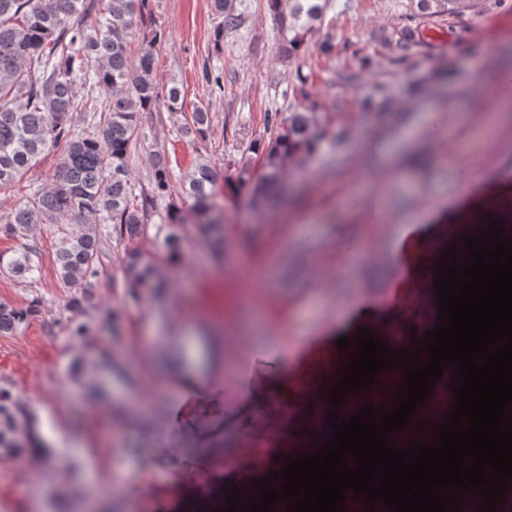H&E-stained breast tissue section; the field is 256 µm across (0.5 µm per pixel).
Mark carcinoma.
<instances>
[{
    "label": "carcinoma",
    "instance_id": "carcinoma-1",
    "mask_svg": "<svg viewBox=\"0 0 512 512\" xmlns=\"http://www.w3.org/2000/svg\"><path fill=\"white\" fill-rule=\"evenodd\" d=\"M221 29L241 25L232 0H214ZM92 8L87 0H0V191L23 180L38 157L62 148L49 189L38 191L14 209L0 225V234L23 237L38 224L57 225L55 263L59 280L81 293L71 298L75 309L96 307L89 292L99 277L100 226H118L121 237L134 242L146 234L148 206L170 195V173L164 158L154 163L152 196L134 203L129 154L140 136L139 114L159 101L152 77L154 45L160 38L147 0H107L101 17L86 24ZM286 26L288 51L297 52L311 22L322 17V6L292 9ZM140 42L132 61L129 46ZM108 93L99 100L95 90ZM101 112L98 125L82 132L76 113ZM186 133L205 139L208 114L197 105ZM268 140H255L248 150L260 153L264 173L249 189L252 204H265L278 192L285 159L317 150L323 139L316 112L296 107L267 117ZM218 177L205 161L196 164L183 187L192 200L194 223L206 225L207 242L224 248V211L215 202ZM182 208L170 203L167 233L150 256L132 247L126 252L125 275L133 288H163L157 262L180 258ZM0 267L25 279L37 270L26 244L9 254L0 252ZM36 313L0 303V335H12ZM19 408L12 394L0 388V449L22 447L16 424Z\"/></svg>",
    "mask_w": 512,
    "mask_h": 512
}]
</instances>
